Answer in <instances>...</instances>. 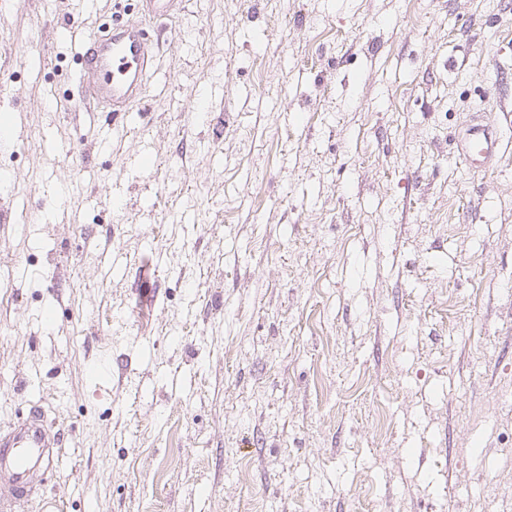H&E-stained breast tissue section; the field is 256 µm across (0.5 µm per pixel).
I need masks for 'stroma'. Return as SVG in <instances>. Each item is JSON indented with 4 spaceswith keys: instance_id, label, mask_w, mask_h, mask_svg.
I'll return each mask as SVG.
<instances>
[{
    "instance_id": "1",
    "label": "stroma",
    "mask_w": 512,
    "mask_h": 512,
    "mask_svg": "<svg viewBox=\"0 0 512 512\" xmlns=\"http://www.w3.org/2000/svg\"><path fill=\"white\" fill-rule=\"evenodd\" d=\"M116 15L0 0V433L63 436L20 512H512V10L186 0L71 116ZM163 30L142 20L115 22L84 36L78 102L97 112H131L146 97ZM457 150L475 173L491 167L500 150L498 127L484 119L472 120L458 133Z\"/></svg>"
}]
</instances>
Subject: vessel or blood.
<instances>
[{
  "label": "vessel or blood",
  "mask_w": 512,
  "mask_h": 512,
  "mask_svg": "<svg viewBox=\"0 0 512 512\" xmlns=\"http://www.w3.org/2000/svg\"><path fill=\"white\" fill-rule=\"evenodd\" d=\"M184 0H138L140 19L116 22L87 33L77 75L78 101L99 112H130L146 97L149 74L162 44V31L148 21L170 20ZM457 150L473 171L491 167L500 150L499 129L474 119L458 134ZM59 435L49 432L41 406H31L26 420L0 437V498L27 501L31 469L53 471Z\"/></svg>",
  "instance_id": "vessel-or-blood-1"
}]
</instances>
